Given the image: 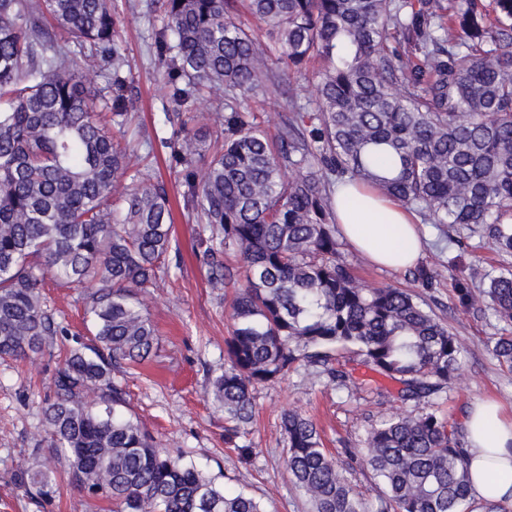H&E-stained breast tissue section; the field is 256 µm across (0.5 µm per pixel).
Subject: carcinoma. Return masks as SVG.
I'll return each mask as SVG.
<instances>
[{
	"instance_id": "1",
	"label": "carcinoma",
	"mask_w": 512,
	"mask_h": 512,
	"mask_svg": "<svg viewBox=\"0 0 512 512\" xmlns=\"http://www.w3.org/2000/svg\"><path fill=\"white\" fill-rule=\"evenodd\" d=\"M239 0H164L158 64L177 111L159 141L181 167L183 200L202 225L210 280L235 289L224 369L209 393L230 439L252 421L257 387L302 362L337 388L364 364L441 393L462 344L411 290L367 287L339 251L332 188L376 189L430 224L467 226L512 254V0H246L262 46L237 22ZM112 0H0V357L25 360L65 337L41 407L47 451L18 468L16 488L44 502L58 466L112 512H267L183 456L156 446L128 413L114 371L157 348L144 295L171 249L167 189L131 171L125 133L133 79ZM313 60L315 106L274 135L246 103ZM98 61L108 83L91 91ZM224 104L220 140L182 110ZM206 156L202 171L196 158ZM85 291L89 339L69 336L45 304L47 280ZM512 325V268L460 289ZM493 353L512 369V334ZM287 467L311 512H369L336 470L314 423L281 417ZM366 464L383 486L377 512H461L469 448L433 413L368 428Z\"/></svg>"
}]
</instances>
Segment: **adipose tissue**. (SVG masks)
<instances>
[{
	"label": "adipose tissue",
	"mask_w": 512,
	"mask_h": 512,
	"mask_svg": "<svg viewBox=\"0 0 512 512\" xmlns=\"http://www.w3.org/2000/svg\"><path fill=\"white\" fill-rule=\"evenodd\" d=\"M342 235L370 261L393 269L414 266L422 240L412 214L401 204L348 184L335 188ZM473 497L484 503L512 501V419L494 401L473 403L466 413Z\"/></svg>",
	"instance_id": "obj_1"
}]
</instances>
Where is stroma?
Returning a JSON list of instances; mask_svg holds the SVG:
<instances>
[{
    "mask_svg": "<svg viewBox=\"0 0 512 512\" xmlns=\"http://www.w3.org/2000/svg\"><path fill=\"white\" fill-rule=\"evenodd\" d=\"M163 0H114L123 24L120 37L135 73L127 91L129 110L139 131L137 154L169 190L172 247L169 267L145 297L159 334V345L144 365L117 374L128 391L130 407L157 443L184 452L208 475L231 489H243L260 499L269 512H308V504L293 488L286 468V448L280 429L283 411L295 409L311 418L337 469L356 493L376 504L381 484L361 463L366 429L395 415L433 413L454 427L464 425L467 409L478 400L494 398L512 418V370L492 353L490 343L506 332V323L486 308L464 309L461 289L483 287L486 277L512 267V254L498 253L471 230L448 229L420 222L426 237L423 264L434 269L432 284L417 289L420 301L454 333L464 346L461 367L446 392L419 400H401V383L362 365L354 353L343 362L361 382L355 392L337 389L326 377L301 366L255 394L253 421L234 442L224 438V414L209 395L208 376L224 362V341L231 334L225 310L231 289L211 283L200 244L201 225L183 204V177L161 147L149 140L165 127L172 111L159 73L154 43L163 27ZM313 84L281 79L264 98L252 100L269 131L287 121L291 105L312 107ZM340 250L357 276L370 286L410 285L409 271L379 268L348 243ZM47 306L72 332L83 328L79 290L49 285ZM59 359L39 354L23 361L0 360V512H111L109 502L88 497L68 480H61L52 503H40L16 489L12 475L40 447L41 401L51 393Z\"/></svg>",
    "mask_w": 512,
    "mask_h": 512,
    "instance_id": "stroma-1",
    "label": "stroma"
}]
</instances>
